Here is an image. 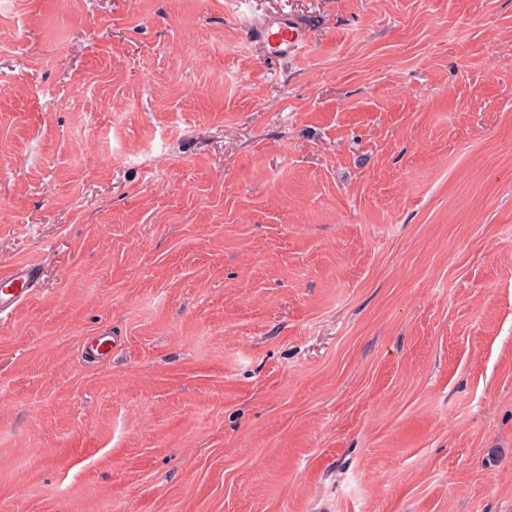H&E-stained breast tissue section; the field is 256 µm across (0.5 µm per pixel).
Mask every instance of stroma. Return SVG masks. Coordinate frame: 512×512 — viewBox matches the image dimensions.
<instances>
[{
  "label": "stroma",
  "instance_id": "35a3bbf8",
  "mask_svg": "<svg viewBox=\"0 0 512 512\" xmlns=\"http://www.w3.org/2000/svg\"><path fill=\"white\" fill-rule=\"evenodd\" d=\"M21 262L0 512H512V0H0ZM253 40L263 45L265 56L270 59L287 58L303 42L302 28L286 16L242 20Z\"/></svg>",
  "mask_w": 512,
  "mask_h": 512
}]
</instances>
